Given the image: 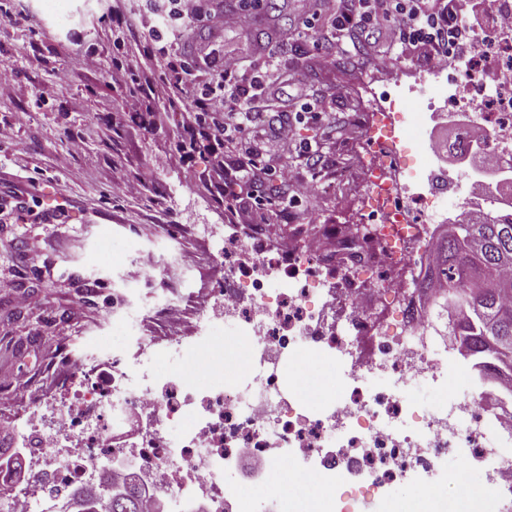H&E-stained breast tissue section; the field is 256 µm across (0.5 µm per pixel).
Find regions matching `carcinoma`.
I'll return each mask as SVG.
<instances>
[{
    "instance_id": "cac0c4a2",
    "label": "carcinoma",
    "mask_w": 512,
    "mask_h": 512,
    "mask_svg": "<svg viewBox=\"0 0 512 512\" xmlns=\"http://www.w3.org/2000/svg\"><path fill=\"white\" fill-rule=\"evenodd\" d=\"M463 239L443 232L436 250L438 267L448 278L443 292L446 313H454L463 334L469 337L467 359L485 372L512 375V219L497 218L494 209L475 213L459 225ZM476 288L484 298L480 323L469 322L461 306ZM500 343L504 358L487 365L489 341ZM125 496L104 505L103 512H140V490L124 487Z\"/></svg>"
}]
</instances>
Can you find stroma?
Listing matches in <instances>:
<instances>
[{
    "instance_id": "1",
    "label": "stroma",
    "mask_w": 512,
    "mask_h": 512,
    "mask_svg": "<svg viewBox=\"0 0 512 512\" xmlns=\"http://www.w3.org/2000/svg\"><path fill=\"white\" fill-rule=\"evenodd\" d=\"M301 0H268L255 26L213 35L206 22L181 27L168 15V0H0V70L15 71L11 98L0 100V375L36 378L32 398L49 390L50 368L63 341L93 351L105 343L127 348L131 336L152 341L194 335L207 304L206 291L224 280V264L208 224L264 225L271 247L326 224L354 221L364 185L359 163L362 124L371 110L369 81L405 80L423 58L391 63L375 54L337 53L325 69L316 62L314 37L292 39L279 48L278 67L290 82L319 90L332 100L328 121L302 120V143L326 147L325 171L313 174L316 188L296 206H285L287 188L277 173L255 178L236 197L218 200L207 173L210 156L188 159L181 146V116L152 114L150 126L134 122L122 104L132 84L129 72L144 67L158 44L187 62L207 53L243 57L248 72H263L261 46L299 24ZM159 41L144 39V29ZM125 40L124 54L112 47ZM98 70L83 68L88 50ZM67 70V83L57 79ZM84 142L72 152L70 142ZM143 183L125 195L113 168ZM35 249H27V242ZM153 257L148 280L128 269ZM42 299L43 308L20 306L21 294ZM158 295L181 310L179 320L146 312ZM208 362L209 380L244 384L245 371L229 372L210 352L191 350L182 360L161 359L159 372L190 375ZM288 462L262 464L257 475L241 466L225 469L244 512H266V484L292 476Z\"/></svg>"
}]
</instances>
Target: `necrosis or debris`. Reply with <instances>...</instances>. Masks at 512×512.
<instances>
[{
	"label": "necrosis or debris",
	"instance_id": "4bbe7bcc",
	"mask_svg": "<svg viewBox=\"0 0 512 512\" xmlns=\"http://www.w3.org/2000/svg\"><path fill=\"white\" fill-rule=\"evenodd\" d=\"M478 51L458 65H434L400 96L373 99L361 160L359 221L337 236L338 262L317 240L272 249L258 236L224 233L218 249L224 284L191 341L171 336L121 352L87 357L64 350L59 393L31 405L17 427L29 460L27 485L7 512H46L71 489L98 484L101 471L122 482L126 460L137 463L144 500L167 512H242L222 474L240 449L289 461L295 477L316 488L318 512H389V490L415 481L433 492L448 481V456L490 466L485 489L512 492V410L493 412L490 390L448 397L426 411L405 394L411 380L438 383L450 364L427 343L430 320L408 296L447 218L488 205L490 182L470 177L452 213L439 203L438 179L411 159L409 141L435 113L492 136L485 149L512 178V26L480 35ZM407 278H400L399 270ZM231 324L253 354L245 387H193L163 376L140 358L182 357L207 348L211 331ZM302 349L335 358L341 393L309 407L298 389H283L280 365ZM134 440L122 431L132 419ZM183 425L179 441L169 430Z\"/></svg>",
	"mask_w": 512,
	"mask_h": 512
}]
</instances>
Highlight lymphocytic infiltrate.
Segmentation results:
<instances>
[{"label":"lymphocytic infiltrate","instance_id":"lymphocytic-infiltrate-1","mask_svg":"<svg viewBox=\"0 0 512 512\" xmlns=\"http://www.w3.org/2000/svg\"><path fill=\"white\" fill-rule=\"evenodd\" d=\"M169 15L181 24L207 21L211 30L233 26L250 29L263 0H242L239 10L228 15H205L201 0H169ZM482 24L475 10L462 8L459 0H306L300 35L318 31L323 43L344 50L354 40L382 39L389 52L413 54L432 61L447 58L461 44L477 47L476 32ZM217 86L224 92V117L216 119L205 100L183 107L182 125L191 130L207 127L206 149L217 153L228 141H246L245 160L227 161L216 187L220 193L253 180L258 169L268 166L258 122L262 113L279 104L280 91L265 76H247L241 57L225 55L216 67ZM193 73L185 61H168L166 70L144 68L133 79L129 109L134 116L149 111L159 84L178 87Z\"/></svg>","mask_w":512,"mask_h":512}]
</instances>
